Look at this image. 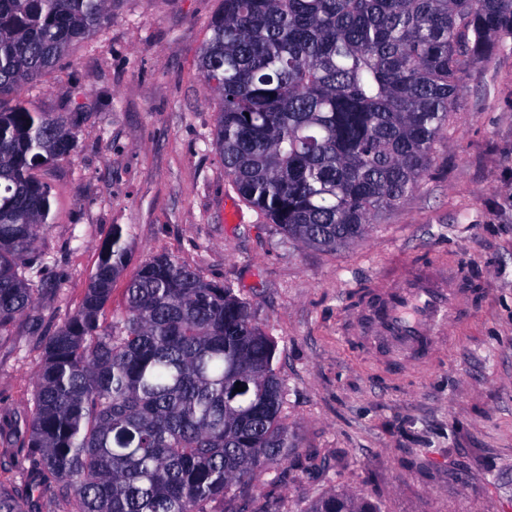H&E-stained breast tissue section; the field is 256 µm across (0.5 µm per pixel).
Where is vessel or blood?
Returning <instances> with one entry per match:
<instances>
[{
	"label": "vessel or blood",
	"mask_w": 512,
	"mask_h": 512,
	"mask_svg": "<svg viewBox=\"0 0 512 512\" xmlns=\"http://www.w3.org/2000/svg\"><path fill=\"white\" fill-rule=\"evenodd\" d=\"M473 291L459 267L435 261L369 291L357 315L356 338L431 360L449 330L472 317Z\"/></svg>",
	"instance_id": "b4317fda"
}]
</instances>
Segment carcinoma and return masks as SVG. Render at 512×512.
<instances>
[{
	"label": "carcinoma",
	"instance_id": "cac0c4a2",
	"mask_svg": "<svg viewBox=\"0 0 512 512\" xmlns=\"http://www.w3.org/2000/svg\"><path fill=\"white\" fill-rule=\"evenodd\" d=\"M116 0H0V337L34 307L52 187L78 113L21 89L112 20ZM198 68L219 96L215 146L239 195L301 246L363 240L417 190L461 74L512 38V0H223ZM121 225L79 310L50 338L0 512H223L298 447L275 341L230 285L177 257L128 264ZM244 391H235V386ZM305 512H380L325 491Z\"/></svg>",
	"mask_w": 512,
	"mask_h": 512
}]
</instances>
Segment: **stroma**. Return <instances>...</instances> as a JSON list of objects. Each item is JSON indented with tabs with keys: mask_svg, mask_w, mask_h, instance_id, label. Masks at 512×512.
I'll use <instances>...</instances> for the list:
<instances>
[{
	"mask_svg": "<svg viewBox=\"0 0 512 512\" xmlns=\"http://www.w3.org/2000/svg\"><path fill=\"white\" fill-rule=\"evenodd\" d=\"M222 0H120L111 21L20 92L81 104L70 157L39 170L53 189L37 243L49 264L35 308L0 338V483L31 463L13 425L58 326L80 306L113 225L130 231L125 276L172 255L230 283L273 336L298 446L224 512H304L326 489L380 512H512V38L468 70L420 188L366 240L305 248L250 207L214 145L219 100L198 59ZM459 262L479 297L432 372L354 340V298L379 278Z\"/></svg>",
	"mask_w": 512,
	"mask_h": 512,
	"instance_id": "1",
	"label": "stroma"
}]
</instances>
